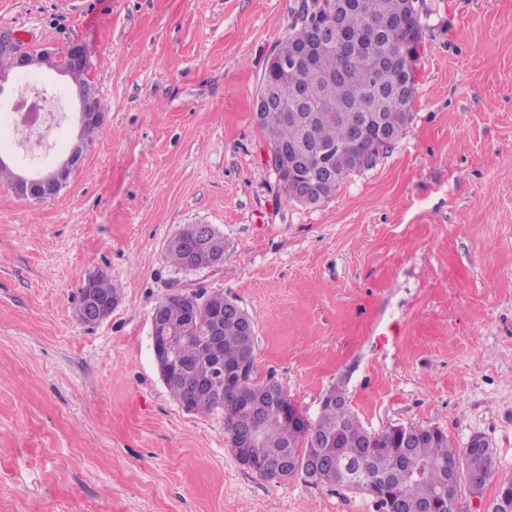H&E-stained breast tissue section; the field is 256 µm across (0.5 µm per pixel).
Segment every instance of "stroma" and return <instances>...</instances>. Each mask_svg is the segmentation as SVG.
<instances>
[{"instance_id": "1", "label": "stroma", "mask_w": 512, "mask_h": 512, "mask_svg": "<svg viewBox=\"0 0 512 512\" xmlns=\"http://www.w3.org/2000/svg\"><path fill=\"white\" fill-rule=\"evenodd\" d=\"M300 0H0L34 47L82 44L104 121L58 196L0 181V512H381L303 476L270 480L227 445L224 413L185 411L152 349L156 304L220 290L257 336L252 377L309 419L343 390L371 432L483 435L493 470L458 512L512 479V0H417L422 40L405 134L315 206L287 201L253 116ZM63 97L56 146L79 136L70 77L14 75ZM224 236L186 271L168 240ZM120 295L98 324L81 291ZM197 238V225L189 224L177 232V237L173 236L166 244L167 258L172 264L183 268L187 255V248L194 243Z\"/></svg>"}]
</instances>
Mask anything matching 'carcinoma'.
I'll use <instances>...</instances> for the list:
<instances>
[{"label":"carcinoma","mask_w":512,"mask_h":512,"mask_svg":"<svg viewBox=\"0 0 512 512\" xmlns=\"http://www.w3.org/2000/svg\"><path fill=\"white\" fill-rule=\"evenodd\" d=\"M364 9L348 10L341 17V23L352 32L359 43L358 52L343 58L335 52L320 53L310 72L291 76L302 83L310 99L321 103L315 110H302L303 121L295 123L286 120L282 113L273 111L266 114L258 124L267 145H286L301 157L302 173L315 180L322 191V198L333 195L342 180L350 173L362 168V157L373 152L381 158L392 145L379 143L369 135L357 146L347 147L350 139L348 120L350 117L369 113L373 124L382 127L388 134L400 139L405 133L411 117V103L415 95V84L405 87L408 106H403L396 93L399 75L403 65L415 69L418 43L409 42L394 30L384 34L379 25L384 22H398L404 31H421L419 14L405 10V0H363ZM351 73L349 80L338 78L341 70ZM319 146L333 148L330 155V169L321 172L310 165L309 160ZM197 238V225L189 224L166 244L167 258L181 268L185 264L187 248ZM205 251L212 258L224 260V236L212 230L205 239ZM88 287L100 298L112 297L115 288L103 275L89 280ZM209 299L191 305L187 293L176 294L159 304L162 321L170 328L190 331L192 336L205 333L216 320H221L223 339L215 356L194 341L177 346L184 363L179 380L168 386L169 392L180 403L190 401V411L206 413L216 409L224 411V429L228 447L234 456L241 449L236 447L238 433L250 428L252 416L244 404H266L273 395H280L282 401L290 399L274 382L260 384L248 379L244 384L230 383L224 386V404L216 402L213 393L198 387L200 380L211 371L212 358L224 362V367L233 369L243 358L245 336L242 320L225 313L226 307L234 301L221 291H202ZM415 436L421 438L417 447L410 449L416 460L427 466L424 480L409 484L400 512H420V503L435 488L448 480L449 467L463 470L473 466L486 474L492 473L493 455L487 452L472 458L465 449L458 448L442 433L437 438L427 437L429 427L410 425ZM332 438L334 444L325 452L345 461L356 462L368 458L379 473H393L403 463L398 438L392 429L374 435L368 434L347 401L323 410L317 420L299 429L282 419L278 413H271L260 426L258 437L251 454L256 459L285 457L288 453L304 455L312 437Z\"/></svg>","instance_id":"cac0c4a2"}]
</instances>
